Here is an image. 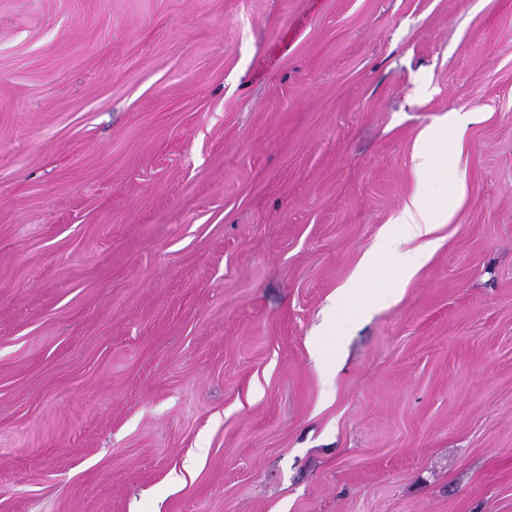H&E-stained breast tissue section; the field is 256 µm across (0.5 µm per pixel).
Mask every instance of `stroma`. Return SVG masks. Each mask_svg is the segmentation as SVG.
I'll return each mask as SVG.
<instances>
[{
    "instance_id": "1",
    "label": "stroma",
    "mask_w": 512,
    "mask_h": 512,
    "mask_svg": "<svg viewBox=\"0 0 512 512\" xmlns=\"http://www.w3.org/2000/svg\"><path fill=\"white\" fill-rule=\"evenodd\" d=\"M0 512H512V0H0ZM447 126L448 121L446 120L443 124L432 126L422 134L415 153L418 174L428 170L437 162L439 158L438 147L443 139L442 131ZM450 213L448 203L435 209L423 190H418L411 199L405 203L401 214L394 224L397 225L396 235L400 240H423L422 246L428 248L434 241L429 237L436 225L443 224Z\"/></svg>"
}]
</instances>
